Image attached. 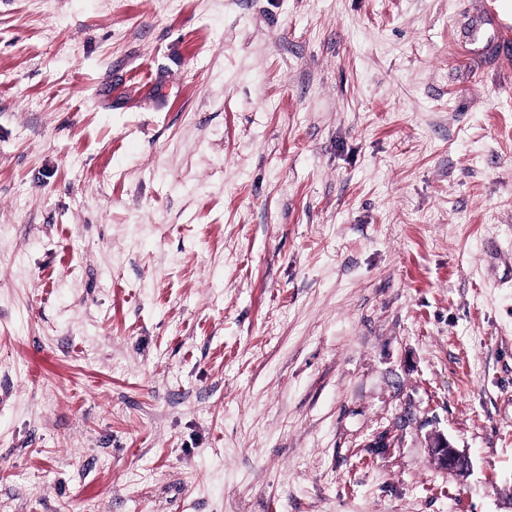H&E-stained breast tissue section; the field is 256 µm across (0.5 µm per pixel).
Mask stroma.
<instances>
[{"label": "stroma", "instance_id": "35a3bbf8", "mask_svg": "<svg viewBox=\"0 0 512 512\" xmlns=\"http://www.w3.org/2000/svg\"><path fill=\"white\" fill-rule=\"evenodd\" d=\"M499 4L0 0V512H512ZM429 448L432 458L440 467L460 475L468 470L466 455L455 448L444 435H435Z\"/></svg>", "mask_w": 512, "mask_h": 512}]
</instances>
